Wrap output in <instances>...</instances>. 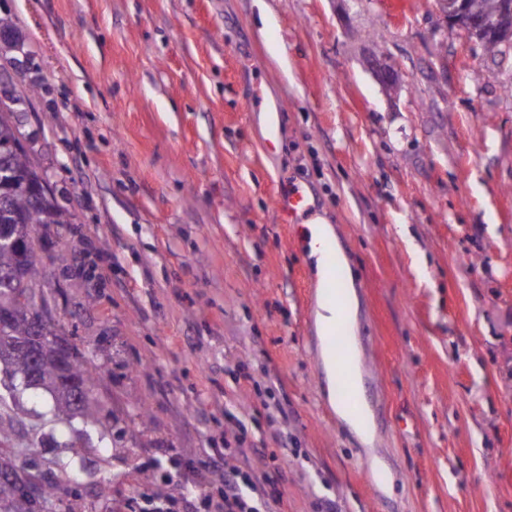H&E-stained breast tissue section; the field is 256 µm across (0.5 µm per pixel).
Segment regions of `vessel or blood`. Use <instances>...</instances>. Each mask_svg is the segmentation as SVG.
<instances>
[{
	"label": "vessel or blood",
	"instance_id": "1",
	"mask_svg": "<svg viewBox=\"0 0 512 512\" xmlns=\"http://www.w3.org/2000/svg\"><path fill=\"white\" fill-rule=\"evenodd\" d=\"M274 205L282 221L287 224L297 223L300 216L307 213L310 208L307 196L298 189L277 196ZM321 246L323 278L320 297L322 303L337 309L338 316L325 331L320 348L333 359L338 406L351 419L365 424L369 421L368 394L356 376L354 353L348 336L349 328L343 315L346 288L349 283L348 272L331 239H322Z\"/></svg>",
	"mask_w": 512,
	"mask_h": 512
}]
</instances>
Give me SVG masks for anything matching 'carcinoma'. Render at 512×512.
I'll use <instances>...</instances> for the list:
<instances>
[{
	"mask_svg": "<svg viewBox=\"0 0 512 512\" xmlns=\"http://www.w3.org/2000/svg\"><path fill=\"white\" fill-rule=\"evenodd\" d=\"M471 7L484 17L480 26H471L460 18L454 26L460 37L474 40L483 47L486 54L495 58L502 53L504 42L512 44V5L507 0H470ZM13 113L0 110V146L9 143L13 137ZM8 168L10 177L0 178V229L15 224H70L72 216L51 200L45 201L39 209L32 208L30 197L19 189V183L26 176H36L37 167L23 153L11 156ZM43 269L38 248L28 243L21 248L0 247V297L14 294L22 297L26 308L17 312L10 336L18 342H32L33 322L28 309L36 306V299L44 297ZM12 374L21 376L24 372L34 374L31 385L46 390L52 397V411L55 419L80 418L89 426L99 422L100 408L92 391L94 370L79 359L69 366L70 379L83 385L85 392L75 398L72 389L62 381L60 361L54 351H38L34 362L12 360ZM0 512H34L29 500L17 496L12 484L0 481Z\"/></svg>",
	"mask_w": 512,
	"mask_h": 512,
	"instance_id": "1",
	"label": "carcinoma"
}]
</instances>
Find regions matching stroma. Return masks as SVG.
<instances>
[{"mask_svg":"<svg viewBox=\"0 0 512 512\" xmlns=\"http://www.w3.org/2000/svg\"><path fill=\"white\" fill-rule=\"evenodd\" d=\"M4 14L24 57L0 70L74 217L36 228L44 292L102 406L95 427L49 422L50 397L0 367L8 446L59 480L53 512H117L122 491L216 497L221 460L269 477L275 512H512V59L427 0L402 24L376 0H0ZM374 51L403 76L396 101ZM256 87L280 111L271 154L264 113L244 110ZM292 184L353 272L381 417L368 443L312 348V261L273 205Z\"/></svg>","mask_w":512,"mask_h":512,"instance_id":"stroma-1","label":"stroma"}]
</instances>
